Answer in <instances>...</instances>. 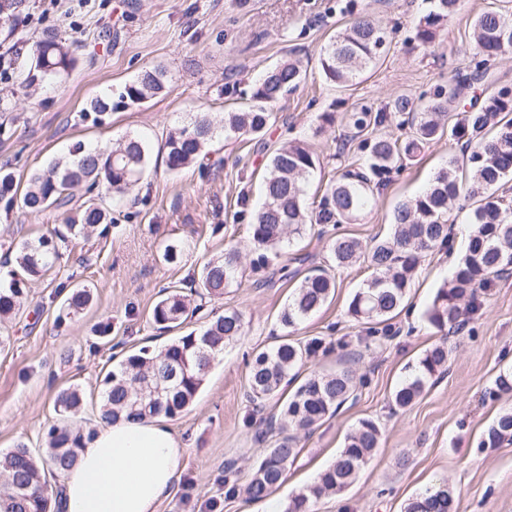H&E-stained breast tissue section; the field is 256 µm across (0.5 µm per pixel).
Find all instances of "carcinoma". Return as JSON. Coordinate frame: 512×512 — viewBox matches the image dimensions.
<instances>
[{
    "label": "carcinoma",
    "instance_id": "cac0c4a2",
    "mask_svg": "<svg viewBox=\"0 0 512 512\" xmlns=\"http://www.w3.org/2000/svg\"><path fill=\"white\" fill-rule=\"evenodd\" d=\"M458 0H429L427 12L417 24L416 38L423 46L434 44L437 32L456 12ZM28 0H0V23L19 16ZM474 55L477 61L470 73H459L448 87L437 89L427 99L414 101L401 95L385 110L363 109L353 113V137H363L366 151L356 171L346 170L331 176L326 193L308 216L306 183L319 165L317 155L302 141H294L274 150L261 186L262 203L248 225L249 242L257 252L255 267L267 266L302 235L308 222L347 224L357 218L374 199V189L386 174L413 158L426 145L448 135L469 146L463 164L452 158L433 178L420 196L400 202L394 210L393 232L368 246L348 235L330 239L331 262L338 268L367 258L372 272L355 292L348 305V315L362 324L384 325L402 306L421 258L450 247L449 205L460 197L470 202L469 223L472 232L465 254L451 278L436 292L425 312L427 323L439 332L456 325L463 312L474 313L480 307V294L495 279L512 270V202L499 193L503 182L512 179V90L500 88L485 97L481 105L462 114L448 112V104L459 98L483 78L490 61L512 52V17L498 10L478 15L473 24ZM386 43L383 29L370 17L355 18L324 47L320 56L322 77L328 83L343 86L355 81L375 65ZM74 65L70 48L52 29L42 32L30 61L20 67L13 58L0 59V77L9 79L17 72L23 84L36 87L68 72ZM303 78L300 62L289 60L268 70L256 84L253 104L240 112L224 113V139L244 141L260 134L271 117L270 106ZM167 71L160 67L144 70L125 85L113 101L101 95L90 102L94 120L101 121L113 109L138 106L164 92ZM408 128L403 139L385 132L390 123ZM215 138V128L206 116H198L187 126L170 133L166 141L168 170L179 172L209 155L208 146ZM145 140L127 135L103 150L77 143L69 155L36 172L27 181L21 208L31 214L61 210L66 232L58 230L19 244L14 267L0 270V318L8 317L24 305L30 282L44 277L59 259V243L86 237L102 224L112 223L109 210L88 200L74 204L70 190L82 183L104 184L112 202L118 204L139 183L148 163ZM18 186L9 174L0 178V201L13 205ZM243 266L238 249L209 258L199 277L192 281L193 291L201 298L220 299L224 289L240 282ZM336 281L328 269L317 266L309 271L279 316L283 329H294L318 312L335 293ZM90 301L85 286H75L64 301L68 315H76ZM199 310L188 296L174 290L158 301L151 320L162 331L182 328L188 315ZM244 333L243 314L225 309L197 333L174 337L158 352L143 347L108 371L102 380L100 420L112 423L121 416L138 419L163 415L179 416L194 400L204 378L226 345ZM323 341L307 343L283 338L268 350L259 352L249 369L246 397L257 412L266 401L278 396L282 384ZM448 344L442 340L426 349L408 379L393 393L392 402L405 408L426 390L430 379L446 370ZM170 368L178 378L169 390L157 392L160 379ZM363 377L344 369L335 373L308 375L288 397L279 437L267 449L244 492L253 500L268 497L281 483L288 464L300 453L297 433H308L347 400L355 398ZM83 396L77 388L59 392L54 401L56 421L47 431V448L36 459L26 444L20 442L0 453V512H51L52 487L47 476L63 477L75 464L78 450L94 430L83 431L70 424L81 409ZM496 445L512 441V410L498 414L489 433ZM380 445V428L372 419H363L347 436L335 461L323 470L309 493L291 498L285 512H311L310 498L330 493L339 495L356 479ZM28 488L17 498L11 486ZM405 512H455L452 489L444 483L417 495Z\"/></svg>",
    "mask_w": 512,
    "mask_h": 512
}]
</instances>
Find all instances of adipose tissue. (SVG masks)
I'll return each instance as SVG.
<instances>
[{
  "label": "adipose tissue",
  "instance_id": "ef3b65f1",
  "mask_svg": "<svg viewBox=\"0 0 512 512\" xmlns=\"http://www.w3.org/2000/svg\"><path fill=\"white\" fill-rule=\"evenodd\" d=\"M184 445L165 418L101 425L66 474L61 512H157L179 471Z\"/></svg>",
  "mask_w": 512,
  "mask_h": 512
}]
</instances>
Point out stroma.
<instances>
[{
	"mask_svg": "<svg viewBox=\"0 0 512 512\" xmlns=\"http://www.w3.org/2000/svg\"><path fill=\"white\" fill-rule=\"evenodd\" d=\"M490 8L512 14V0H460L435 46L425 48L415 33L427 0H29L12 27L0 28V53L26 63L49 27L70 47L75 64L57 81L35 88L16 78L0 81L8 106L0 123L12 130L11 137H0V169L22 185L76 142L103 147L128 134L144 136L151 154L148 174L113 207V224L64 248L50 275L31 282L22 309L0 323L7 338L0 347V450L22 442L41 455L54 400L69 387L84 397L76 425L95 426L104 375L125 354L142 347L157 351L173 338L149 318L156 302L170 290L188 291L202 264L228 246L241 247L243 264L253 260L248 226L272 150L306 142L321 164L309 195L322 197L324 170L361 156L359 140L349 136L351 114L378 111L400 95L429 96L467 72L473 21ZM363 13L387 32L380 60L353 83L325 82L322 47ZM288 60L300 61L306 77L272 106L261 136L241 142L216 135L211 164L167 171L165 142L172 129L203 113L218 122L247 108L260 75ZM157 65L169 72L164 93L113 111L101 125L86 118L91 99L121 91ZM326 112L332 122L323 121ZM460 154V144L445 138L425 147L392 170L371 206L354 223L338 225V233L366 244L388 237L397 203L422 194ZM450 218L452 247L421 261L391 322L392 337L363 342V329L347 314L352 295L370 275L363 261L336 270L333 300L295 330L300 341H324L300 376L350 367L365 384L356 401L300 437V453L272 493L278 505L307 491L359 421L370 418L381 429L376 455L342 494L314 500L313 512H404L412 498L443 481L456 492L455 512H512V442L487 441L497 415L512 407V393L491 396L496 376L512 368V275L487 291L463 329L444 336L430 327L424 313L469 239L467 210L452 206ZM58 223L55 212L36 217L0 202V263L13 258L15 246L53 232ZM173 242L183 245L184 254L169 264L162 253ZM327 256V238L309 230L273 264L246 272L241 285L188 320L186 331L198 332L231 307L243 313L245 329L213 364L189 409L169 422L186 450L157 512H265V501L224 495L225 464L234 462L238 483L246 484L266 451L255 430L261 418L279 411L270 400L263 412H253L247 363L283 336L280 311ZM78 283L90 287L93 300L82 314L64 317L68 289ZM443 339L450 350L447 371L411 406L393 408L391 396L409 365Z\"/></svg>",
	"mask_w": 512,
	"mask_h": 512,
	"instance_id": "obj_1",
	"label": "stroma"
}]
</instances>
